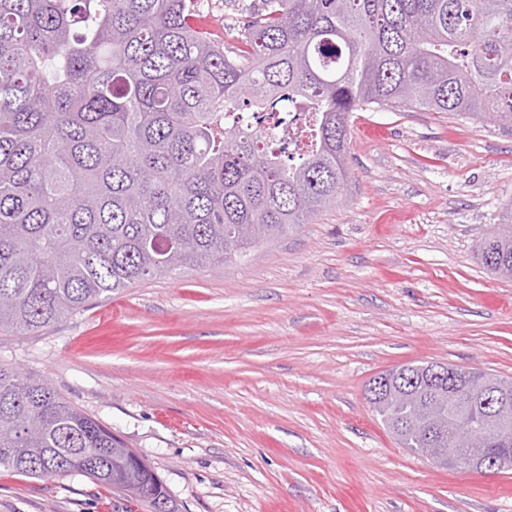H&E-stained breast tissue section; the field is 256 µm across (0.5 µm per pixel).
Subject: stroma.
<instances>
[{
    "label": "stroma",
    "mask_w": 512,
    "mask_h": 512,
    "mask_svg": "<svg viewBox=\"0 0 512 512\" xmlns=\"http://www.w3.org/2000/svg\"><path fill=\"white\" fill-rule=\"evenodd\" d=\"M260 0H213L225 46ZM351 179L310 223L137 284L0 364L47 379L153 468L176 512H512V469L399 447L365 395L435 361L512 378V280L477 260L512 209V130L412 106L354 112ZM0 512H151L86 477L0 468Z\"/></svg>",
    "instance_id": "35a3bbf8"
}]
</instances>
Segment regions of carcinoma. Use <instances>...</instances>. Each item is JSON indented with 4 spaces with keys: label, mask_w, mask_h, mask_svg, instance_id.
Here are the masks:
<instances>
[{
    "label": "carcinoma",
    "mask_w": 512,
    "mask_h": 512,
    "mask_svg": "<svg viewBox=\"0 0 512 512\" xmlns=\"http://www.w3.org/2000/svg\"><path fill=\"white\" fill-rule=\"evenodd\" d=\"M198 0H0V331L27 335L180 268L309 223L350 179L352 114L415 106L512 128V0H261L233 50ZM301 101L286 152L249 113ZM480 263L512 278V215ZM433 363L416 401L367 398L398 444L441 436ZM498 377L453 367L479 397ZM0 467L83 475L175 512L152 468L48 383L0 365Z\"/></svg>",
    "instance_id": "carcinoma-1"
}]
</instances>
